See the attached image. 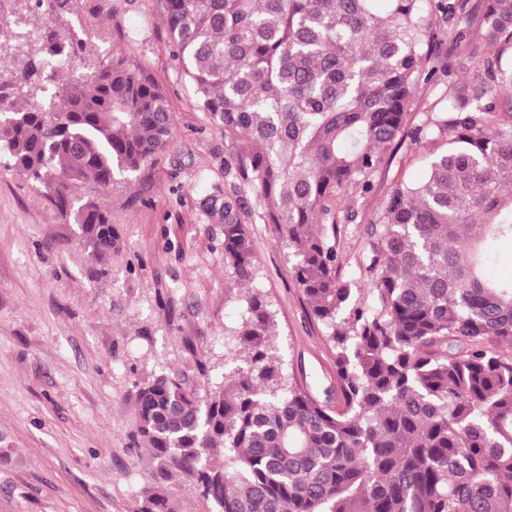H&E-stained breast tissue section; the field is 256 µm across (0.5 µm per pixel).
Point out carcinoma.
Masks as SVG:
<instances>
[{
    "mask_svg": "<svg viewBox=\"0 0 512 512\" xmlns=\"http://www.w3.org/2000/svg\"><path fill=\"white\" fill-rule=\"evenodd\" d=\"M438 19L464 50L478 25L493 53L461 55L473 94L445 87L426 110L415 135L436 148L423 180L382 202L356 285L322 224L408 135L418 85L438 81ZM164 22L199 107L240 142L245 188L202 202L224 225L225 263L252 281L256 205L328 330L342 407L286 375L274 314L252 293L224 328L243 365L223 384L202 396L177 375L138 385L136 433L160 469L181 468L215 512H512V278L491 273L512 245V0H165ZM38 42L0 82V154L76 209L106 260L116 229L78 189L138 173L173 117L127 56L82 75L67 71L81 43L50 25ZM49 86L58 106L16 105ZM139 512L172 509L152 490Z\"/></svg>",
    "mask_w": 512,
    "mask_h": 512,
    "instance_id": "carcinoma-1",
    "label": "carcinoma"
}]
</instances>
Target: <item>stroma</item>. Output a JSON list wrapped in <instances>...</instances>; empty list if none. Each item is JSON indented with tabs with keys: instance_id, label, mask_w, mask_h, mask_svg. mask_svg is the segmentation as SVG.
<instances>
[{
	"instance_id": "35a3bbf8",
	"label": "stroma",
	"mask_w": 512,
	"mask_h": 512,
	"mask_svg": "<svg viewBox=\"0 0 512 512\" xmlns=\"http://www.w3.org/2000/svg\"><path fill=\"white\" fill-rule=\"evenodd\" d=\"M51 22L81 42L73 63L90 73L126 53L163 90L173 115L164 150L137 175L81 195L118 234L110 259L94 258L72 214L49 190L0 160V512H138L144 491L164 488L174 512H214L178 468L161 474L133 438L137 386L160 374L202 391L223 382L224 327L237 322L244 286L224 262V227L201 201L240 183L238 144L198 106L173 55L164 0H0V80L12 81L35 38L20 22ZM426 139L405 138L373 190L335 209L340 272L361 280L376 213L399 181L421 179ZM259 289L277 323L273 348L312 395L340 405L335 351L297 288L271 225L249 217Z\"/></svg>"
}]
</instances>
